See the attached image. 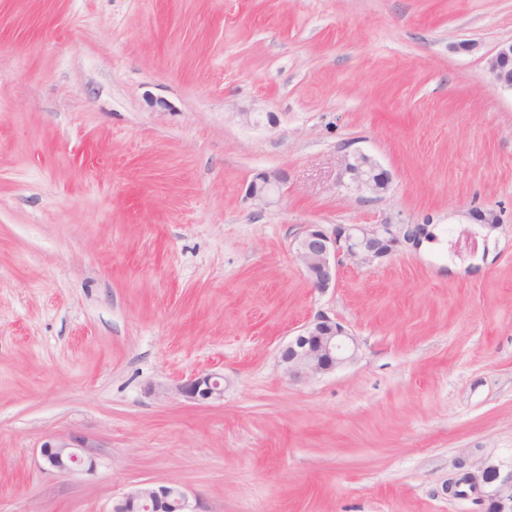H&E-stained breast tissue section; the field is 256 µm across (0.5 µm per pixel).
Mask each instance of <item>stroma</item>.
<instances>
[{"instance_id": "1", "label": "stroma", "mask_w": 512, "mask_h": 512, "mask_svg": "<svg viewBox=\"0 0 512 512\" xmlns=\"http://www.w3.org/2000/svg\"><path fill=\"white\" fill-rule=\"evenodd\" d=\"M510 40L512 0H0V512L145 482L196 512H486L448 486L512 469V92L487 73ZM355 152L383 197L340 186ZM307 224L428 234L319 292ZM319 313L358 355L290 382ZM202 372L223 401L174 396ZM72 431L94 475L42 469ZM280 178L277 175H271L266 172L256 174L248 183L246 188L247 198L260 201L266 204L269 202L271 192L277 187Z\"/></svg>"}]
</instances>
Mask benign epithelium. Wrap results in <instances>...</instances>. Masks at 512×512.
Instances as JSON below:
<instances>
[{"mask_svg":"<svg viewBox=\"0 0 512 512\" xmlns=\"http://www.w3.org/2000/svg\"><path fill=\"white\" fill-rule=\"evenodd\" d=\"M487 72L496 85L512 91V43L499 46L487 59ZM341 165L348 176L346 189L382 197L390 187V175L364 153L345 155ZM280 178L256 174L246 188L247 198L268 202ZM426 236L423 224H338L327 231L321 224H307L294 241L296 257L312 288L324 292L336 286L343 261L370 265L391 256L402 243L417 247ZM357 341L341 322L324 314L307 321L283 346L278 364L291 381L310 380L330 374L352 360ZM174 394L199 406L224 399V378L204 372L174 388ZM97 440L82 433L53 435L40 446L45 470L59 476L93 475L97 470ZM494 485L489 512H512V473L502 477L486 469L482 480L466 476L450 487L456 496L481 493L479 482ZM110 512H193L186 491L173 485L145 483L113 501Z\"/></svg>","mask_w":512,"mask_h":512,"instance_id":"7a95c632","label":"benign epithelium"}]
</instances>
